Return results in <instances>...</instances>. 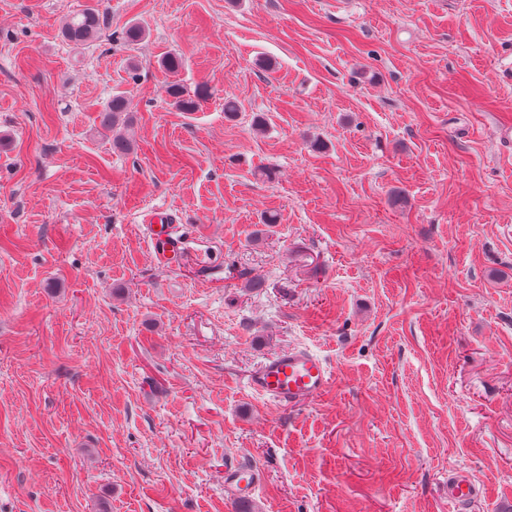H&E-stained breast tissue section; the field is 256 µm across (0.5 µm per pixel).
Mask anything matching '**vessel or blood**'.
I'll use <instances>...</instances> for the list:
<instances>
[{
  "label": "vessel or blood",
  "mask_w": 512,
  "mask_h": 512,
  "mask_svg": "<svg viewBox=\"0 0 512 512\" xmlns=\"http://www.w3.org/2000/svg\"><path fill=\"white\" fill-rule=\"evenodd\" d=\"M154 235L159 262H166L168 253L181 250V242L169 233L167 225H158ZM331 378L332 372L323 359L305 349H291L257 364L248 375L247 385L273 405L292 407L321 396ZM261 481L262 473L257 467L234 462L224 468V492L233 502H250ZM481 495L465 471L449 472L448 502L456 512H465Z\"/></svg>",
  "instance_id": "vessel-or-blood-1"
}]
</instances>
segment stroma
I'll use <instances>...</instances> for the list:
<instances>
[{"label": "stroma", "mask_w": 512, "mask_h": 512, "mask_svg": "<svg viewBox=\"0 0 512 512\" xmlns=\"http://www.w3.org/2000/svg\"><path fill=\"white\" fill-rule=\"evenodd\" d=\"M89 2L0 0V512H512V0ZM87 6L81 12L70 16L62 26V37L74 45H84L95 42L104 25L103 13L99 2ZM126 111L125 96L123 94H116L112 97L105 111L102 112V124L105 128L112 130L113 147L120 151H127L130 148V143L122 133L113 132ZM156 227L157 229H154L156 257L160 263H166L168 259L166 253L180 251L183 243L168 232L167 224H156ZM332 372L327 363L306 349L267 357L248 375L247 385L267 402L292 407L321 396ZM261 481L262 473L256 466L234 462L224 467V493L233 502H250ZM482 491L475 485L469 475L460 469L448 472V503L456 511H464L475 499L480 498Z\"/></svg>", "instance_id": "stroma-1"}]
</instances>
